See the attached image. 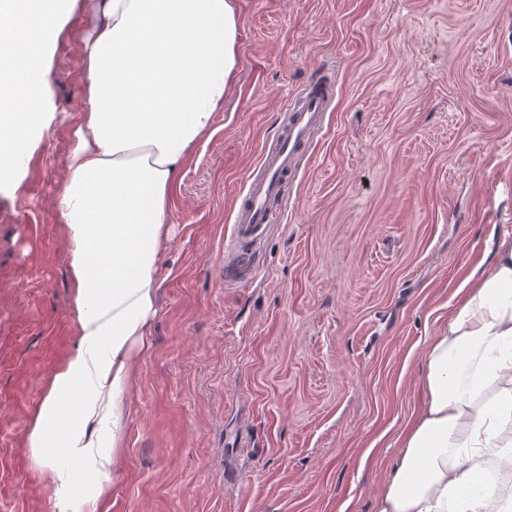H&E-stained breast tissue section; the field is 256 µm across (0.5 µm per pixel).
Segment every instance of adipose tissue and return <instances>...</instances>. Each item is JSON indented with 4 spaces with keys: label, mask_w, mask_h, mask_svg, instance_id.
<instances>
[{
    "label": "adipose tissue",
    "mask_w": 512,
    "mask_h": 512,
    "mask_svg": "<svg viewBox=\"0 0 512 512\" xmlns=\"http://www.w3.org/2000/svg\"><path fill=\"white\" fill-rule=\"evenodd\" d=\"M77 0H0V186L51 117L48 50ZM234 0H102L82 44L86 105L60 198L79 338L49 379L27 442L56 512H96L118 454L134 347L150 333L172 191L237 66ZM424 406L374 512H487L492 470L512 466V240L462 289L424 353Z\"/></svg>",
    "instance_id": "1"
}]
</instances>
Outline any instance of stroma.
<instances>
[{"mask_svg": "<svg viewBox=\"0 0 512 512\" xmlns=\"http://www.w3.org/2000/svg\"><path fill=\"white\" fill-rule=\"evenodd\" d=\"M235 7L236 75L172 195L101 512H373L431 336L512 239V0ZM97 23L80 0L50 54L53 119L0 188V512H53L27 434L78 343L59 200ZM323 69L335 110L254 272L226 277L235 198Z\"/></svg>", "mask_w": 512, "mask_h": 512, "instance_id": "1", "label": "stroma"}]
</instances>
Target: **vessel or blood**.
Wrapping results in <instances>:
<instances>
[{
  "label": "vessel or blood",
  "mask_w": 512,
  "mask_h": 512,
  "mask_svg": "<svg viewBox=\"0 0 512 512\" xmlns=\"http://www.w3.org/2000/svg\"><path fill=\"white\" fill-rule=\"evenodd\" d=\"M335 100L329 74H321L288 99L286 121L249 174L232 210V229L224 240V265L236 275L252 272L249 256L287 198L285 190L301 173L300 161L320 131Z\"/></svg>",
  "instance_id": "obj_1"
}]
</instances>
